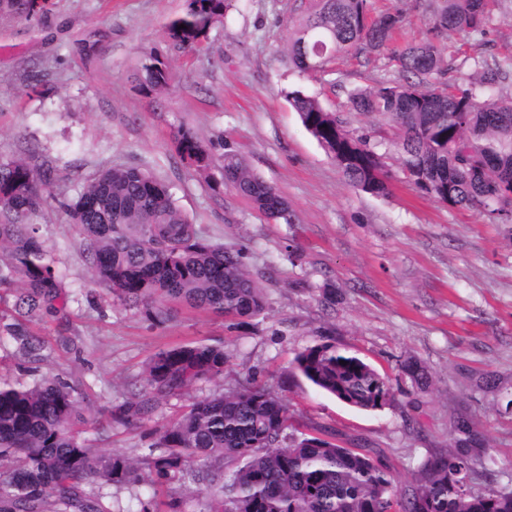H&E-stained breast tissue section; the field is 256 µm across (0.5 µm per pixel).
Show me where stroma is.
Here are the masks:
<instances>
[{
	"mask_svg": "<svg viewBox=\"0 0 512 512\" xmlns=\"http://www.w3.org/2000/svg\"><path fill=\"white\" fill-rule=\"evenodd\" d=\"M400 11L402 38H428L421 0H376ZM184 0H55L47 18L0 21V160L47 159L52 183L41 233L75 296L66 316L39 325L56 373L85 384L98 406L101 381L120 404L144 389L143 368L179 343L224 347L221 378L197 383L198 397L252 377L288 405L300 431L335 438L383 458L400 484L447 448L454 422H474L490 448L484 469L512 485V224L477 209H453L409 184L391 123L354 111L355 89L396 78L391 48L370 62L340 58L308 77L285 61L289 23L308 0H237L201 49H170L165 25ZM459 58L512 56V0H496L485 34L452 32ZM168 57L162 105L140 91L142 51ZM301 87L335 109L348 130L382 154L391 190L378 197L351 186L304 128L285 91ZM223 141L287 199L292 223L268 221L225 185L220 169L195 170L175 149L178 128ZM127 164L170 184L211 241L246 246L245 262L266 311L244 325L179 308L150 326L94 294L82 242L63 209L99 168ZM336 286L323 303L321 287ZM331 342L388 376L395 399L364 411L308 382L292 365L305 347ZM417 361L430 384L418 389L404 366ZM163 402L141 429L112 427V447L130 453L143 433L172 419Z\"/></svg>",
	"mask_w": 512,
	"mask_h": 512,
	"instance_id": "stroma-1",
	"label": "stroma"
}]
</instances>
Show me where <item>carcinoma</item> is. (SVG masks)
<instances>
[{
	"label": "carcinoma",
	"mask_w": 512,
	"mask_h": 512,
	"mask_svg": "<svg viewBox=\"0 0 512 512\" xmlns=\"http://www.w3.org/2000/svg\"><path fill=\"white\" fill-rule=\"evenodd\" d=\"M234 0H185L165 27L176 50H193L233 8ZM491 0H424L433 37L404 46L394 57L400 79L379 81L349 96L358 112L389 119L406 178L450 208H481L491 221L512 224V98L490 94L511 79L496 61L473 59L459 81L444 35L485 33ZM51 0H0L1 20L48 14ZM403 23L400 13H374L372 0H309L291 27L285 58L306 75L326 72L341 55L370 61ZM136 80L161 105L172 81L167 59L149 52ZM286 98L328 156L351 162L341 171L363 192L384 196L389 176L365 135L318 97L295 89ZM178 154L199 171L221 159L224 180L266 219L291 222L288 201L224 142L207 146L191 131L174 135ZM223 149L215 154L216 148ZM51 168L24 158L0 161V342L29 363L33 382L0 381V512H114V486L167 489V500L137 498V512H512V487L487 476L474 489L488 454L474 423L457 422L448 449L429 459L412 484L400 488L389 467L354 448L306 434L288 406L267 387L245 381L230 391L190 400L150 434L136 453L98 447L112 423L137 430L158 405L183 396L198 381L224 373V347L187 344L155 353L144 366L146 386L134 399L84 414L83 382L42 370L49 354L30 327L67 314V289L37 218ZM70 222L102 299L137 310L152 326L188 306L238 323L264 314L262 289L245 268L246 250L210 242L170 186L152 173L123 165L100 168L67 204ZM301 375L341 402L378 410L394 398L389 378L360 358L320 343L294 357ZM417 388L426 369L405 365Z\"/></svg>",
	"instance_id": "1"
}]
</instances>
